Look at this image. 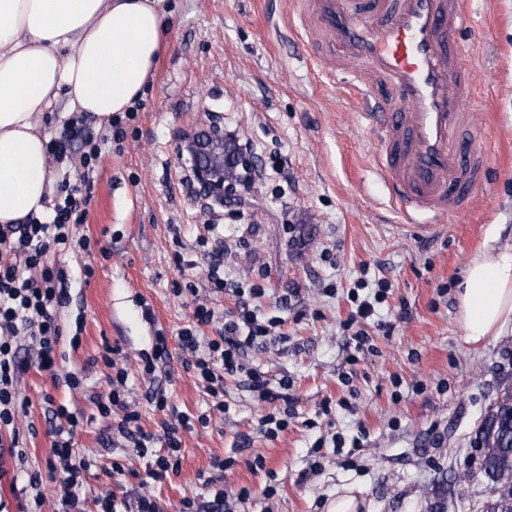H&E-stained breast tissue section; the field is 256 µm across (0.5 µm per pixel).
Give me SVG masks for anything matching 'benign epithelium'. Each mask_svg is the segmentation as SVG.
Returning <instances> with one entry per match:
<instances>
[{"mask_svg":"<svg viewBox=\"0 0 512 512\" xmlns=\"http://www.w3.org/2000/svg\"><path fill=\"white\" fill-rule=\"evenodd\" d=\"M224 130L218 124L184 134L181 155L186 157L198 192L222 208L234 203L236 188L247 174L256 172L254 158L237 146L224 144Z\"/></svg>","mask_w":512,"mask_h":512,"instance_id":"obj_1","label":"benign epithelium"}]
</instances>
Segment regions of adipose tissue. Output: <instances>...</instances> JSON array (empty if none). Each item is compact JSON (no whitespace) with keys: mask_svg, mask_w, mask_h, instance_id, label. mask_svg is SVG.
<instances>
[{"mask_svg":"<svg viewBox=\"0 0 512 512\" xmlns=\"http://www.w3.org/2000/svg\"><path fill=\"white\" fill-rule=\"evenodd\" d=\"M160 0H0V225L41 217L56 192L42 120L67 111L107 124L151 81L165 32ZM488 230L457 288L467 344L512 316V248Z\"/></svg>","mask_w":512,"mask_h":512,"instance_id":"obj_1","label":"adipose tissue"}]
</instances>
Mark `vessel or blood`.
I'll return each mask as SVG.
<instances>
[{
    "mask_svg": "<svg viewBox=\"0 0 512 512\" xmlns=\"http://www.w3.org/2000/svg\"><path fill=\"white\" fill-rule=\"evenodd\" d=\"M304 45L324 67L341 62L378 146L377 162L410 223L438 222L487 177L461 137L475 116L457 109L471 90L465 0H295Z\"/></svg>",
    "mask_w": 512,
    "mask_h": 512,
    "instance_id": "vessel-or-blood-1",
    "label": "vessel or blood"
}]
</instances>
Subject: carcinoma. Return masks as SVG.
Listing matches in <instances>:
<instances>
[{
    "instance_id": "carcinoma-1",
    "label": "carcinoma",
    "mask_w": 512,
    "mask_h": 512,
    "mask_svg": "<svg viewBox=\"0 0 512 512\" xmlns=\"http://www.w3.org/2000/svg\"><path fill=\"white\" fill-rule=\"evenodd\" d=\"M474 444L487 491L480 512H512V387L505 388L491 406Z\"/></svg>"
}]
</instances>
